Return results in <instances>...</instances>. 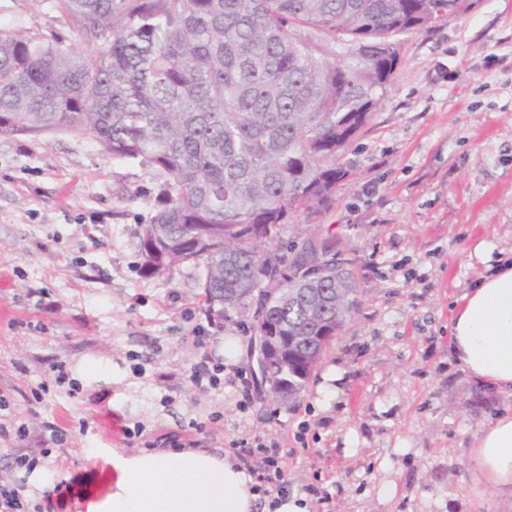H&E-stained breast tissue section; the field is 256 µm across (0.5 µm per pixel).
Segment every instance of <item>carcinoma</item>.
Returning a JSON list of instances; mask_svg holds the SVG:
<instances>
[{"instance_id": "obj_1", "label": "carcinoma", "mask_w": 512, "mask_h": 512, "mask_svg": "<svg viewBox=\"0 0 512 512\" xmlns=\"http://www.w3.org/2000/svg\"><path fill=\"white\" fill-rule=\"evenodd\" d=\"M96 51L0 30V136L90 135L152 167L141 269L202 266L201 295L255 336H290L271 385H306L360 305L355 250L316 235L265 253L328 208L341 157L397 69L401 38L467 0H54Z\"/></svg>"}]
</instances>
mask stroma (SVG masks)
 I'll list each match as a JSON object with an SVG mask.
<instances>
[{
    "label": "stroma",
    "instance_id": "obj_1",
    "mask_svg": "<svg viewBox=\"0 0 512 512\" xmlns=\"http://www.w3.org/2000/svg\"><path fill=\"white\" fill-rule=\"evenodd\" d=\"M469 2L404 38L382 107L342 156L349 182L283 234L334 233L355 249L362 287L356 319L287 404L269 403L260 382L240 412L230 370L216 389L191 382L201 355L218 357L229 337L241 368L256 371V338L239 317L211 316L201 268L141 273L153 169L76 132L0 136V422L25 423L8 448L69 487L51 499L26 484L29 503L86 512L107 490L112 453L162 448L172 434L223 450L262 435L281 446L289 491L330 493L309 512H445L453 500L512 512V497L475 483L470 457L508 400L448 362L451 305L483 270L476 245L512 249V0ZM0 29L69 32L50 0H0ZM100 356L111 380L79 383L78 362ZM331 365L345 372L346 400L327 417L312 401ZM61 367L76 391L56 385ZM48 423L62 443H50Z\"/></svg>",
    "mask_w": 512,
    "mask_h": 512
}]
</instances>
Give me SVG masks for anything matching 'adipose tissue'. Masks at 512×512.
Listing matches in <instances>:
<instances>
[{
	"label": "adipose tissue",
	"instance_id": "adipose-tissue-1",
	"mask_svg": "<svg viewBox=\"0 0 512 512\" xmlns=\"http://www.w3.org/2000/svg\"><path fill=\"white\" fill-rule=\"evenodd\" d=\"M484 271L455 301L449 356L479 387L512 398V253L475 248ZM470 456L479 482L512 496V406L478 431ZM112 486L87 512H258L254 478L237 459L169 448L112 457Z\"/></svg>",
	"mask_w": 512,
	"mask_h": 512
}]
</instances>
